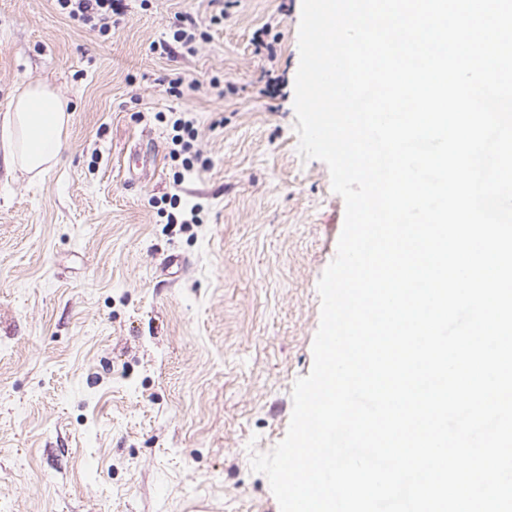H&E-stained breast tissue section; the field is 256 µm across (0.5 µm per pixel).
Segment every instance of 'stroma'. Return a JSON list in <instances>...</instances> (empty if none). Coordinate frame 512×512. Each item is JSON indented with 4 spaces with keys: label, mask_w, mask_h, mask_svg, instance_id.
Masks as SVG:
<instances>
[{
    "label": "stroma",
    "mask_w": 512,
    "mask_h": 512,
    "mask_svg": "<svg viewBox=\"0 0 512 512\" xmlns=\"http://www.w3.org/2000/svg\"><path fill=\"white\" fill-rule=\"evenodd\" d=\"M123 5L103 35L0 0V112L32 82L75 109L41 178L0 160V512H280L250 454L287 432L345 218L298 153L301 0H224L220 27L207 0ZM184 13L203 35L167 55Z\"/></svg>",
    "instance_id": "stroma-1"
}]
</instances>
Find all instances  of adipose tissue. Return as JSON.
<instances>
[{"label": "adipose tissue", "instance_id": "obj_1", "mask_svg": "<svg viewBox=\"0 0 512 512\" xmlns=\"http://www.w3.org/2000/svg\"><path fill=\"white\" fill-rule=\"evenodd\" d=\"M71 120L66 102L49 84L23 86L0 113V159L11 172L39 178L59 161Z\"/></svg>", "mask_w": 512, "mask_h": 512}]
</instances>
